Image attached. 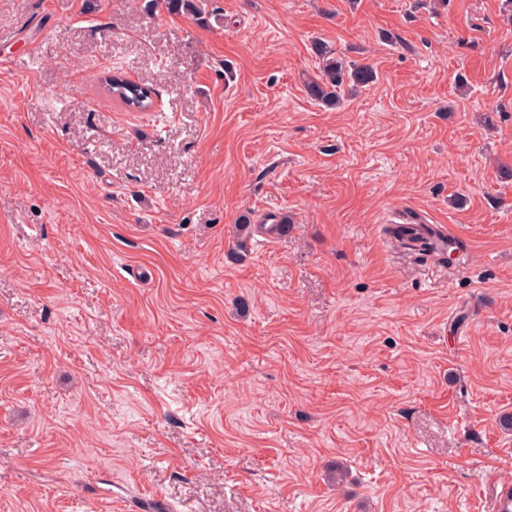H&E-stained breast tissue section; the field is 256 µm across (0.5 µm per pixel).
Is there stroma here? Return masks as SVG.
Masks as SVG:
<instances>
[{
  "instance_id": "35a3bbf8",
  "label": "stroma",
  "mask_w": 512,
  "mask_h": 512,
  "mask_svg": "<svg viewBox=\"0 0 512 512\" xmlns=\"http://www.w3.org/2000/svg\"><path fill=\"white\" fill-rule=\"evenodd\" d=\"M202 8L0 0V512H488L512 0ZM317 38L377 74L333 110ZM398 210L456 252L401 246ZM106 78V77H105ZM101 79L104 88L111 95L112 99L119 102L128 109L140 112L148 111L153 105V89L129 80L127 77L113 74L112 86Z\"/></svg>"
}]
</instances>
